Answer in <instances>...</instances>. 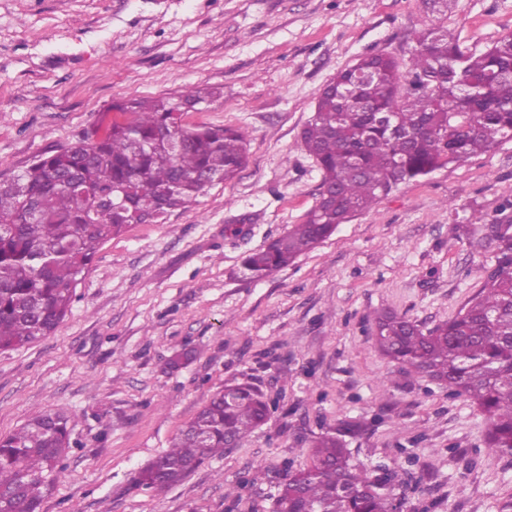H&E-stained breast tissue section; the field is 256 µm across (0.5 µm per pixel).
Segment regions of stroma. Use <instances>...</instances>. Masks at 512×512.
Listing matches in <instances>:
<instances>
[{
	"instance_id": "1",
	"label": "stroma",
	"mask_w": 512,
	"mask_h": 512,
	"mask_svg": "<svg viewBox=\"0 0 512 512\" xmlns=\"http://www.w3.org/2000/svg\"><path fill=\"white\" fill-rule=\"evenodd\" d=\"M431 25L477 54L512 32V0L445 15L422 0H0V178L105 132L114 103L188 87L215 96L187 125L248 132L235 178L105 242L54 333L0 353V436L37 411L70 419L41 512H271L312 439L339 431L361 464L419 481L403 512L512 501V458L487 451L483 414L374 337L382 313L431 328L479 292L492 227L512 225V139L398 185L270 276L239 271L318 199L300 133L319 89L361 56L407 58ZM247 380L277 400L261 429L164 494L136 487L216 391Z\"/></svg>"
}]
</instances>
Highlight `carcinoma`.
<instances>
[{
	"label": "carcinoma",
	"instance_id": "1",
	"mask_svg": "<svg viewBox=\"0 0 512 512\" xmlns=\"http://www.w3.org/2000/svg\"><path fill=\"white\" fill-rule=\"evenodd\" d=\"M414 42L406 62L367 55L320 90L301 132L321 171L319 199L303 223L243 256L245 276L288 266L398 185L512 138V33L479 55L463 52L440 26ZM213 95L190 87L119 102L113 108L124 119L105 135L39 155L0 181V352L55 331L103 243L196 202L245 167V130L183 123ZM495 238L494 268L453 319L425 330L385 315L375 342L475 404L486 417V448L512 457V235ZM272 406L251 382L224 387L138 472L136 485L162 491L182 482L263 425ZM70 433L67 416L38 412L0 436V512H41L62 477ZM394 490L385 468L355 463L343 439L325 435L314 441L309 465L288 471L273 512H402Z\"/></svg>",
	"mask_w": 512,
	"mask_h": 512
}]
</instances>
